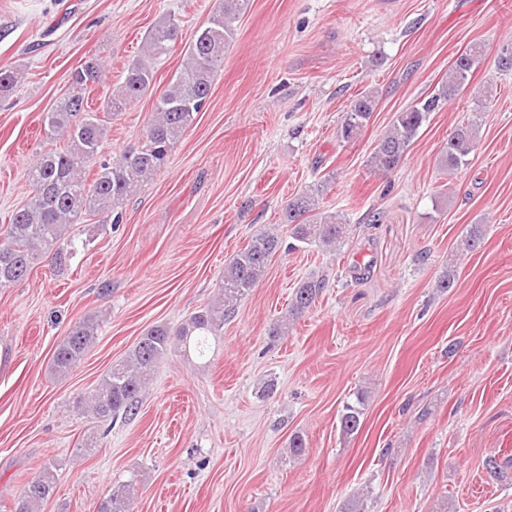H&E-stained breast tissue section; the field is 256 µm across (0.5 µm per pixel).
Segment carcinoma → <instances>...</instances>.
<instances>
[{"label": "carcinoma", "instance_id": "carcinoma-1", "mask_svg": "<svg viewBox=\"0 0 512 512\" xmlns=\"http://www.w3.org/2000/svg\"><path fill=\"white\" fill-rule=\"evenodd\" d=\"M248 3L249 0H224L223 9L195 32L187 47L186 62L157 98L138 144L112 157L103 154L107 127L86 98V93L102 83V64L90 58L71 72L72 92L42 119L48 138L63 136L67 143L41 153L30 165V197L13 211L8 223L0 225V288L27 278L33 260L39 256H48L56 265H63L75 246L67 236L70 225L99 214L114 224L122 222L127 198L167 165L174 145L205 106L213 77L224 65V50L234 37V22ZM182 37L181 26L174 17L159 21L147 37L150 60L140 57L127 66L123 81L103 99L102 111L110 115L123 112L145 93L155 83L152 60L166 54ZM483 56L478 45L466 48L431 95L397 113L371 154L370 166L374 170L389 172L399 164L431 113L466 90ZM374 109L373 95L366 93L356 98L344 115L338 136L346 142L357 138ZM479 145L477 122L472 119L461 123L448 137L441 165L450 173L461 169ZM324 191V185L318 184L289 199L283 207L281 223L295 241L332 246L345 239L349 225L316 212L317 199ZM280 246V238L271 232L254 235L224 269L215 302L192 314L175 330L165 325L147 330L92 390L76 400L77 411L97 422L126 420L136 415L142 393L160 359L178 347L187 348L192 343L200 347L205 337L218 335L224 322L236 315L240 301L265 276ZM326 287L322 276L303 280L295 288L287 312L270 327L269 336L280 339L288 335L290 325L315 304ZM98 327L91 317L73 325L55 350L51 366L54 375L62 377L73 370L96 341ZM364 401L360 395L355 403L344 405L340 415L343 435L359 430ZM484 467L490 477L501 479L512 468V456L502 457L495 451L486 457ZM57 472V464L44 463L23 484L13 512H37L55 495ZM137 482L132 478L112 487L97 512H132Z\"/></svg>", "mask_w": 512, "mask_h": 512}]
</instances>
